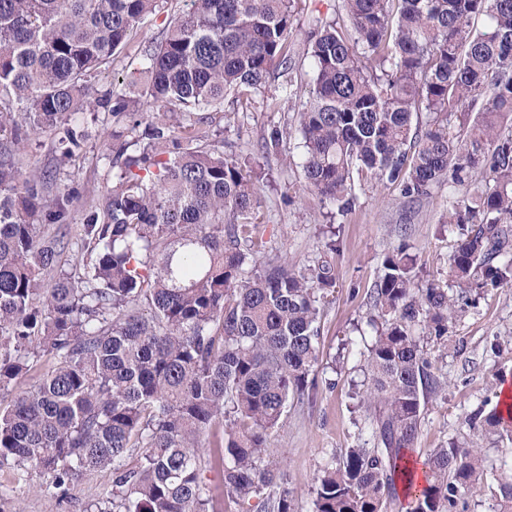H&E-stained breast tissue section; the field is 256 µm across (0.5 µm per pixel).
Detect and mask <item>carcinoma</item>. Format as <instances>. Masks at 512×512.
Instances as JSON below:
<instances>
[{"mask_svg": "<svg viewBox=\"0 0 512 512\" xmlns=\"http://www.w3.org/2000/svg\"><path fill=\"white\" fill-rule=\"evenodd\" d=\"M164 0H0V389L44 355L53 369L0 407V470L50 477L63 499L79 478L112 470L96 512H217L205 482L222 470L238 512H292L264 465L288 403L316 386L322 307L335 287L320 257L294 270L259 253L257 173L224 153L213 129L228 94L290 77L294 0H189L145 57L146 80L93 81ZM344 17L307 35L312 76L301 104L306 185L338 212L355 180L396 184L418 201L448 182L459 238L452 285H416L414 258L387 255L373 288L364 402L373 446L323 469L313 512H388L397 481L406 512H459L485 486L487 458L455 441L412 479L429 397L442 388L424 341H448L473 293L512 283V0H342ZM485 14L482 30L472 18ZM162 116L145 115L152 107ZM103 109L112 130L107 186L82 207V271L60 268L74 188L60 168L25 171L17 154L54 131L80 154L75 115ZM432 114L425 125L413 117ZM484 187L472 194L476 174ZM480 435L512 439V417L478 407ZM222 430L208 454L205 437ZM137 455V462L128 459ZM496 512H512V469Z\"/></svg>", "mask_w": 512, "mask_h": 512, "instance_id": "cac0c4a2", "label": "carcinoma"}]
</instances>
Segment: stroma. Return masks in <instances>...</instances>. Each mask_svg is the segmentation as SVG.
<instances>
[{
  "instance_id": "1",
  "label": "stroma",
  "mask_w": 512,
  "mask_h": 512,
  "mask_svg": "<svg viewBox=\"0 0 512 512\" xmlns=\"http://www.w3.org/2000/svg\"><path fill=\"white\" fill-rule=\"evenodd\" d=\"M188 0H166L164 7L144 20L117 54L110 70L95 86L104 93L113 77L140 73L144 55L159 41L166 23L184 12ZM341 0H295L291 44V75L297 85L310 79L306 39L316 18L340 11ZM276 108H266L268 99ZM298 102L284 98L279 80H270L263 96L226 97L223 117L225 142L238 153L261 159L266 175L259 183V231L270 255L301 267L318 254L326 241H335L336 288L321 321L317 387L310 402L291 404L271 434L269 466L284 474L283 485L293 512H311L314 489L323 468L349 448L371 444L369 413L361 403L367 379L362 354L367 329L370 291L381 273L385 256L405 249L421 269L420 285L447 287L449 257L458 235L448 222L447 185L434 187L427 198L408 203L399 189L370 182L355 183V204L344 216L328 220L319 197L305 184L299 167ZM87 140L79 157L60 160L52 132L32 134L20 152L23 169L60 165L63 184L90 196L106 184L107 158L112 153L111 113L81 115ZM285 132L281 153L265 156L264 137L271 126ZM433 373L444 388L425 408L415 456L457 441L469 444L473 436L464 419L481 403L496 404L501 386L512 385V286L487 289L476 303L451 325L444 345L427 343ZM47 476L0 471V512H85L112 487L110 470L87 474L71 487L63 501L45 491Z\"/></svg>"
}]
</instances>
